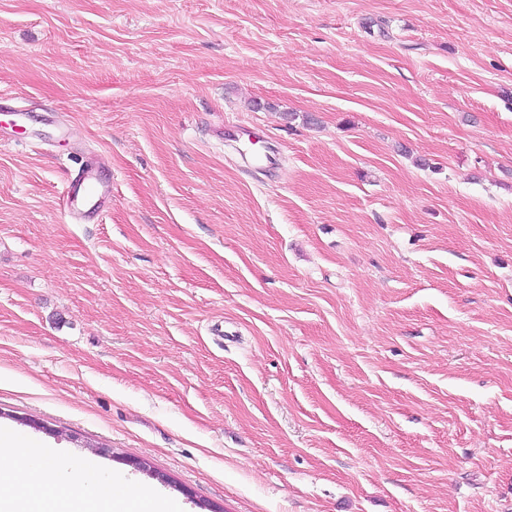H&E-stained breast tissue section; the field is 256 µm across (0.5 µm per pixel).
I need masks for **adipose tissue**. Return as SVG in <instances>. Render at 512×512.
Here are the masks:
<instances>
[{"instance_id": "ef3b65f1", "label": "adipose tissue", "mask_w": 512, "mask_h": 512, "mask_svg": "<svg viewBox=\"0 0 512 512\" xmlns=\"http://www.w3.org/2000/svg\"><path fill=\"white\" fill-rule=\"evenodd\" d=\"M83 470L87 476L85 490L72 494L57 449L43 448L25 458L15 439L0 438V512H185L180 501L164 495H131L127 482L120 477L111 481L115 489L112 497H101L95 489L101 480L96 468L87 462ZM22 479L36 493L19 501L12 489Z\"/></svg>"}]
</instances>
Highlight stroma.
I'll list each match as a JSON object with an SVG mask.
<instances>
[{"mask_svg":"<svg viewBox=\"0 0 512 512\" xmlns=\"http://www.w3.org/2000/svg\"><path fill=\"white\" fill-rule=\"evenodd\" d=\"M0 96V432L70 490L512 512V0H0ZM79 196L87 203V208L83 211L80 219L92 218L94 215L98 216L100 198L102 196L112 197V181L102 185L97 176L91 172H85L73 179L61 198V207L67 215L71 216V205L74 197L78 198Z\"/></svg>","mask_w":512,"mask_h":512,"instance_id":"stroma-1","label":"stroma"}]
</instances>
